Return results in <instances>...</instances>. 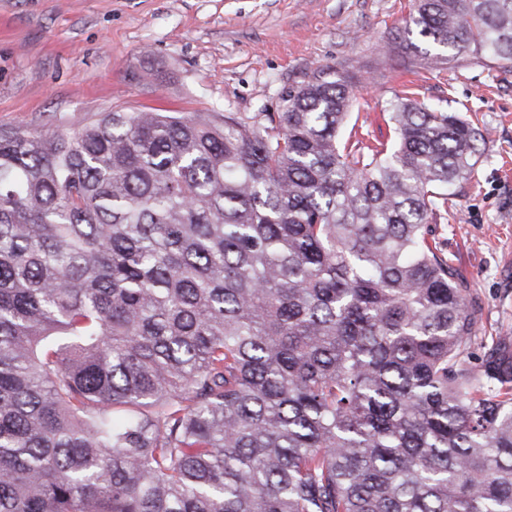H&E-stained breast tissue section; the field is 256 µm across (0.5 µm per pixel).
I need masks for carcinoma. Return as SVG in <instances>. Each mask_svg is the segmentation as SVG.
<instances>
[{
    "mask_svg": "<svg viewBox=\"0 0 512 512\" xmlns=\"http://www.w3.org/2000/svg\"><path fill=\"white\" fill-rule=\"evenodd\" d=\"M512 67V0H415ZM353 79L278 112L0 127V512H512V345L432 237L478 124Z\"/></svg>",
    "mask_w": 512,
    "mask_h": 512,
    "instance_id": "1",
    "label": "carcinoma"
}]
</instances>
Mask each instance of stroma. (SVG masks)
Wrapping results in <instances>:
<instances>
[{
	"label": "stroma",
	"mask_w": 512,
	"mask_h": 512,
	"mask_svg": "<svg viewBox=\"0 0 512 512\" xmlns=\"http://www.w3.org/2000/svg\"><path fill=\"white\" fill-rule=\"evenodd\" d=\"M411 0H0V126L76 130L97 113L276 112L320 67L358 80L349 122L392 143L381 113L412 88L478 119L471 174L433 226L480 310L468 362L512 341V69L410 57Z\"/></svg>",
	"instance_id": "1"
}]
</instances>
